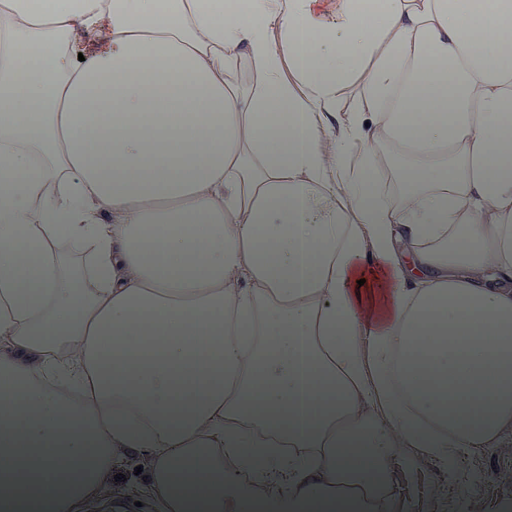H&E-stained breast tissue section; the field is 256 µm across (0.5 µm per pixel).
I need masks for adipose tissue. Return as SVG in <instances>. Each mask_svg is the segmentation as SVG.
I'll use <instances>...</instances> for the list:
<instances>
[{
	"instance_id": "1",
	"label": "adipose tissue",
	"mask_w": 512,
	"mask_h": 512,
	"mask_svg": "<svg viewBox=\"0 0 512 512\" xmlns=\"http://www.w3.org/2000/svg\"><path fill=\"white\" fill-rule=\"evenodd\" d=\"M510 437L512 0H0V512H389ZM434 463L427 457L416 456L414 459V468L412 472V485L408 487L406 476L401 467L396 469V477L401 482L402 496L395 500L394 511L391 512H414L408 511L413 500H425L430 505V511L427 512H454L450 509L448 494L444 495L437 492L433 482ZM409 499L411 501L405 500ZM119 473H123L126 476L127 481H123V478H121V482L128 485L131 489L139 486L140 482L145 479L143 471L138 476H135L134 470L129 467L112 472L107 479L105 489L96 495H91L84 499L79 504L76 512H109L108 507L111 503L113 504L115 500L127 498L112 494V487L115 484L114 475L119 476Z\"/></svg>"
}]
</instances>
